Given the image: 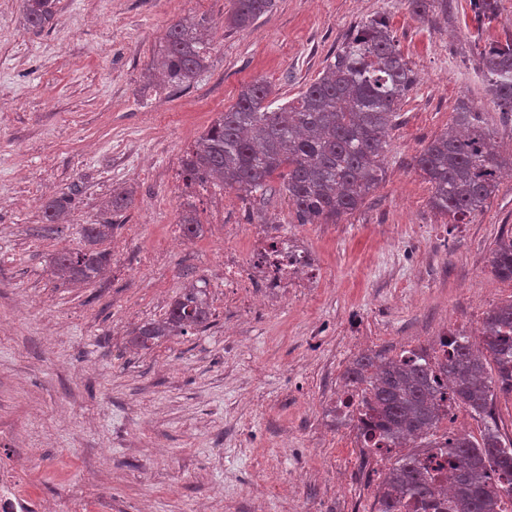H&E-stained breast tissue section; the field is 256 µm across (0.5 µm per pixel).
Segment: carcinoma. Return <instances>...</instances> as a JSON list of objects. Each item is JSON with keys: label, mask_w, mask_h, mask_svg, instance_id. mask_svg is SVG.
I'll return each mask as SVG.
<instances>
[{"label": "carcinoma", "mask_w": 512, "mask_h": 512, "mask_svg": "<svg viewBox=\"0 0 512 512\" xmlns=\"http://www.w3.org/2000/svg\"><path fill=\"white\" fill-rule=\"evenodd\" d=\"M274 0H232L225 24L246 29L268 14ZM420 18L447 0H406ZM477 21L491 20L499 0H469ZM26 26L41 31L55 15L57 0H21ZM210 20H179L165 34L160 68L175 87L190 85L206 70L211 53ZM480 69L494 103L512 117V34L479 51ZM416 85V76L385 18L376 16L358 27L336 51L322 75L299 97L269 107L268 87L255 81L240 91L236 103L219 113L183 160L186 187L212 179L248 197L266 191L273 176L283 178L299 224L336 223L356 210L384 173L390 132ZM431 186L430 202L454 224H470L495 194L512 153L503 156L490 141L488 123L479 112L464 109L453 126L436 135L416 159ZM68 197L45 207V219L57 223ZM113 228L109 221L86 224L82 237L98 243ZM108 261L94 249L64 252L55 273L74 281L94 279ZM490 271L512 281V234H502L490 253ZM206 289L195 286L175 299L160 321L136 331L141 347L165 336L184 334L209 324ZM346 380L362 389L356 411L359 439L369 448L384 438L393 448L448 445L452 490L447 512H504L512 495V439L500 433L493 413L498 396H512V300L489 309L480 331L458 334L448 356L433 362L409 356L385 358L364 353L346 370ZM448 400L483 420L481 438L436 434L443 389ZM425 452L399 456L389 469L377 499V512H400L406 501L427 510L437 506L434 479Z\"/></svg>", "instance_id": "carcinoma-1"}]
</instances>
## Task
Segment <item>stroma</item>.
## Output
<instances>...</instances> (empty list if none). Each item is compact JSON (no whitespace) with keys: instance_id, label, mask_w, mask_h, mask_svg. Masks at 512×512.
<instances>
[{"instance_id":"1","label":"stroma","mask_w":512,"mask_h":512,"mask_svg":"<svg viewBox=\"0 0 512 512\" xmlns=\"http://www.w3.org/2000/svg\"><path fill=\"white\" fill-rule=\"evenodd\" d=\"M230 0H59L52 26L29 31L21 0H0V458L37 449L30 475L54 512L99 497L112 512H374L387 471L331 400L361 352L426 347L470 332L512 298L490 249L512 230V176L471 224L433 210L415 167L460 105L484 114L502 154L512 120L487 94L479 45L512 33V0L476 25L469 0L426 18L405 0H275L229 30ZM215 24L207 69L188 87L154 80L168 27ZM384 16L417 76L390 134L381 183L334 224H298L282 187L242 200L213 182L186 188L181 161L242 86L265 81L294 100L349 34ZM73 198L44 234V207ZM127 208L110 214L113 196ZM201 233L182 247L185 203ZM114 218L98 245L102 276L58 279L56 257L84 248L82 225ZM275 225L298 238L323 279L263 305H224L217 226ZM206 280L207 327L133 344L183 288ZM99 479L75 501L72 477Z\"/></svg>"}]
</instances>
